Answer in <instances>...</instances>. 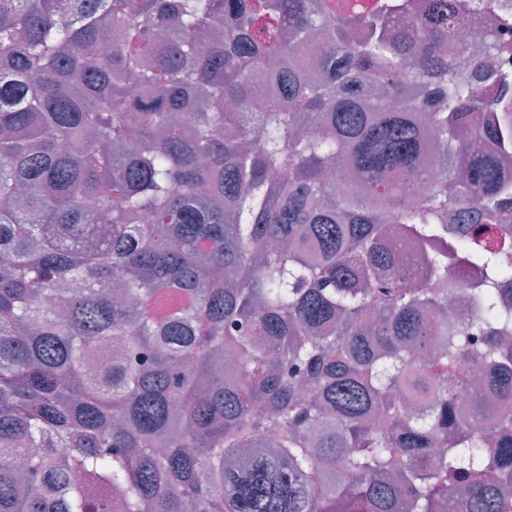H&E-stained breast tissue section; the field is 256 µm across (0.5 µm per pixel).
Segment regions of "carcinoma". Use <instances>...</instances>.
<instances>
[{"label":"carcinoma","mask_w":512,"mask_h":512,"mask_svg":"<svg viewBox=\"0 0 512 512\" xmlns=\"http://www.w3.org/2000/svg\"><path fill=\"white\" fill-rule=\"evenodd\" d=\"M462 7L0 0V512H512V409L455 408L471 364L512 393ZM489 23V19L482 16L465 18L446 45L445 50L448 56L455 58L456 61L469 57L482 42L483 31ZM388 242L397 247L401 253V263L398 267V273L401 277L415 280L421 273V268L417 262L416 254L413 248L408 246L401 239L397 226L390 229L387 235ZM449 276L459 283L458 294L455 295V303L452 307L454 312L458 314L460 311L467 310V294L462 288H469L468 283L475 281V275L473 273H467L461 266H451L448 272Z\"/></svg>","instance_id":"1"}]
</instances>
